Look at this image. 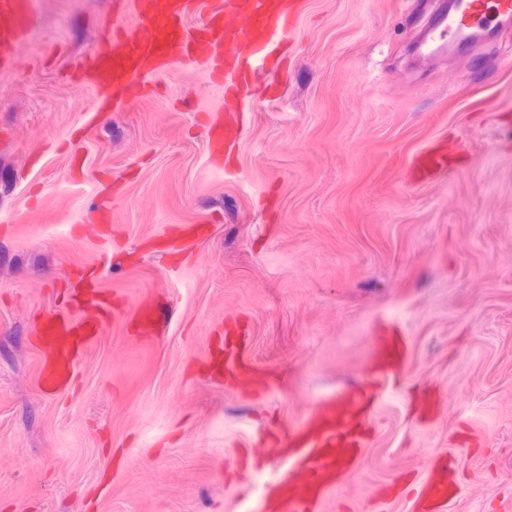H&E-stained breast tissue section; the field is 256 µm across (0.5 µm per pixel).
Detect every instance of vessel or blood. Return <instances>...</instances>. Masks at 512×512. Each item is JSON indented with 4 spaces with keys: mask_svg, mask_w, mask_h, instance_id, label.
I'll list each match as a JSON object with an SVG mask.
<instances>
[{
    "mask_svg": "<svg viewBox=\"0 0 512 512\" xmlns=\"http://www.w3.org/2000/svg\"><path fill=\"white\" fill-rule=\"evenodd\" d=\"M299 9L300 0H133V31L101 43L85 57L76 76L105 103L118 106L146 95L147 75L177 64L198 65L212 81H227L228 92L245 98L267 61L281 55ZM34 22V0H0L1 68L13 67L17 46ZM495 22H512V0H441L425 42L452 41L464 48L490 34ZM240 132L235 117L211 122V154L220 156L235 146ZM450 154L442 140L417 153L411 167L424 182L449 169ZM64 304L72 308V315L43 313L36 331L45 358L42 385L48 391L65 388L73 380L77 359L115 311L91 278L69 290ZM248 344L247 330L239 322H229L218 368L228 387L260 398L268 392L271 378L252 362ZM409 347L401 330L376 331L363 368L366 382L312 404L288 431L270 429L249 444L247 460L279 464L257 512H320L328 496L356 470L372 441L377 394L403 380ZM440 400V395L418 392L411 417L428 423ZM464 468L463 458L440 455L421 475H401L373 498L407 499L410 512H447L461 492Z\"/></svg>",
    "mask_w": 512,
    "mask_h": 512,
    "instance_id": "vessel-or-blood-1",
    "label": "vessel or blood"
}]
</instances>
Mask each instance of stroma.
Wrapping results in <instances>:
<instances>
[{"instance_id": "1", "label": "stroma", "mask_w": 512, "mask_h": 512, "mask_svg": "<svg viewBox=\"0 0 512 512\" xmlns=\"http://www.w3.org/2000/svg\"><path fill=\"white\" fill-rule=\"evenodd\" d=\"M13 68L0 71V512H253L269 468L226 479L240 443L297 424L362 377L370 338H411L407 377L378 397L375 437L322 512H369L379 485L420 474L470 428L452 512L512 504V25L468 49L416 51L433 0H302L275 92L247 101L234 152L208 124L228 100L197 67L151 78L145 98L94 116L71 80L132 4L36 0ZM83 131V166L63 148ZM446 139L464 163L408 184L414 154ZM112 224L83 234L93 206ZM209 234L185 251L157 237ZM96 269L120 311L41 386L35 328ZM153 302L163 333L127 324ZM229 319L251 357L285 378L264 399L206 366ZM448 393L427 429L407 420L422 382Z\"/></svg>"}]
</instances>
